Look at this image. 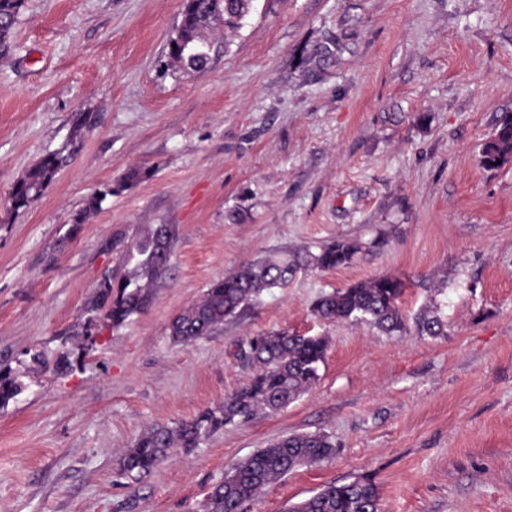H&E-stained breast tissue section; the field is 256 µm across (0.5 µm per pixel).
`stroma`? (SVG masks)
Wrapping results in <instances>:
<instances>
[{
	"mask_svg": "<svg viewBox=\"0 0 512 512\" xmlns=\"http://www.w3.org/2000/svg\"><path fill=\"white\" fill-rule=\"evenodd\" d=\"M184 6L24 0L0 57V369L26 385L0 408V512H200L231 465L315 432L335 454L246 512L357 479L381 512H512V162H481L512 113V0H256L238 32L216 27L210 64L190 75L162 66ZM55 151L69 164L11 209L15 182ZM130 168L145 178L108 194ZM148 224L177 227L165 281L142 313L77 337ZM338 239L372 249L299 272L192 344L171 340V319L241 265ZM379 276L404 282L407 317L437 302L444 335L314 315L322 294ZM279 329L328 337L316 385L120 478L150 427L253 377L242 338ZM35 348L71 350L72 370H31Z\"/></svg>",
	"mask_w": 512,
	"mask_h": 512,
	"instance_id": "stroma-1",
	"label": "stroma"
}]
</instances>
